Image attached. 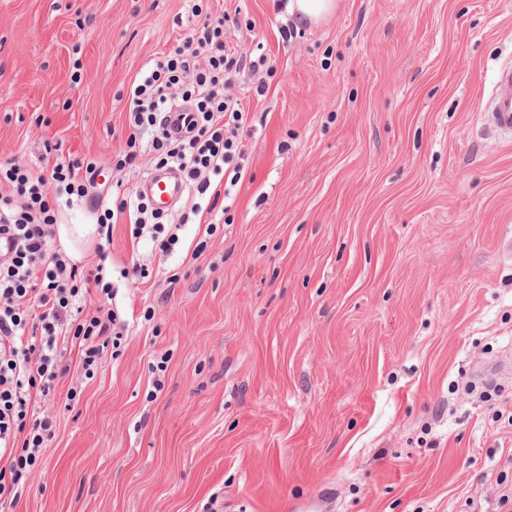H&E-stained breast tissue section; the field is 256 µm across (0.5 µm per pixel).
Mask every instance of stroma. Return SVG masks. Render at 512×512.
I'll list each match as a JSON object with an SVG mask.
<instances>
[{"instance_id":"obj_1","label":"stroma","mask_w":512,"mask_h":512,"mask_svg":"<svg viewBox=\"0 0 512 512\" xmlns=\"http://www.w3.org/2000/svg\"><path fill=\"white\" fill-rule=\"evenodd\" d=\"M287 5L0 0V161L98 157L104 209L154 168L110 158L195 8L268 64L231 89L229 222L182 201L167 254L113 224L87 303L124 341L41 401L55 435L0 512H512V139L480 130L512 0H339L290 39Z\"/></svg>"}]
</instances>
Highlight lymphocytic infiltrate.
Here are the masks:
<instances>
[{
	"mask_svg": "<svg viewBox=\"0 0 512 512\" xmlns=\"http://www.w3.org/2000/svg\"><path fill=\"white\" fill-rule=\"evenodd\" d=\"M228 14L201 18L192 34L167 56L150 60L130 88L128 134L112 167H133L142 153L157 167L183 175L193 215L215 211L221 189L243 177L238 161L246 116L230 88L244 70L260 63L239 55L224 39ZM192 103L196 120L189 136L174 138L163 115L176 100ZM100 161L94 156L57 160L39 170L13 159L0 164V503L17 504L29 473L54 436L55 420L36 404L64 377L61 345L74 344L86 375H93L108 348H119L112 310H87L88 285L110 293L102 267L72 263L53 244L60 206L97 197ZM128 214L134 238L172 252L179 238L166 232L159 214L135 195L97 216L99 233L111 239L115 214Z\"/></svg>",
	"mask_w": 512,
	"mask_h": 512,
	"instance_id": "f902f5d3",
	"label": "lymphocytic infiltrate"
}]
</instances>
